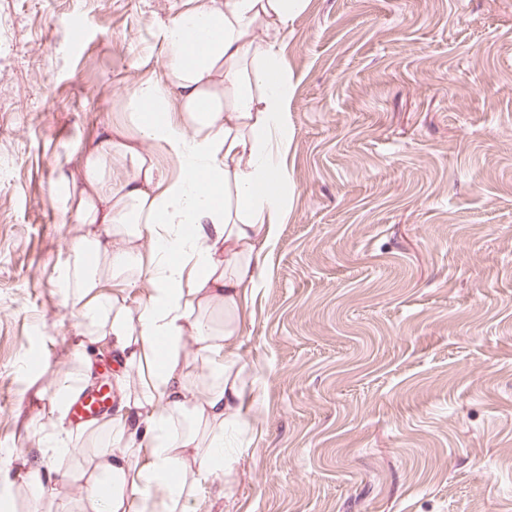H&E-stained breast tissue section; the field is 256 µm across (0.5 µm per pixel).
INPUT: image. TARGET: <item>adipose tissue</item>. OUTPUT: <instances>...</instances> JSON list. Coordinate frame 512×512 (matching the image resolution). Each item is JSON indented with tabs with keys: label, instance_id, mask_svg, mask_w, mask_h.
Listing matches in <instances>:
<instances>
[{
	"label": "adipose tissue",
	"instance_id": "ef3b65f1",
	"mask_svg": "<svg viewBox=\"0 0 512 512\" xmlns=\"http://www.w3.org/2000/svg\"><path fill=\"white\" fill-rule=\"evenodd\" d=\"M306 2L171 0L162 78L137 87L126 131L83 150L64 185L93 230L72 242L63 281L118 368L111 441L79 512H185L200 478L233 487L226 440L257 420L240 346L286 205L291 76L278 42ZM158 147L179 177L162 176ZM72 451L61 436L44 449L28 474L33 502L56 497L49 467Z\"/></svg>",
	"mask_w": 512,
	"mask_h": 512
}]
</instances>
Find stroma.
Listing matches in <instances>:
<instances>
[{
    "label": "stroma",
    "instance_id": "1",
    "mask_svg": "<svg viewBox=\"0 0 512 512\" xmlns=\"http://www.w3.org/2000/svg\"><path fill=\"white\" fill-rule=\"evenodd\" d=\"M168 0H0V500L80 372L76 152L162 75ZM286 216L241 353L258 422L187 512H512V0H307Z\"/></svg>",
    "mask_w": 512,
    "mask_h": 512
}]
</instances>
